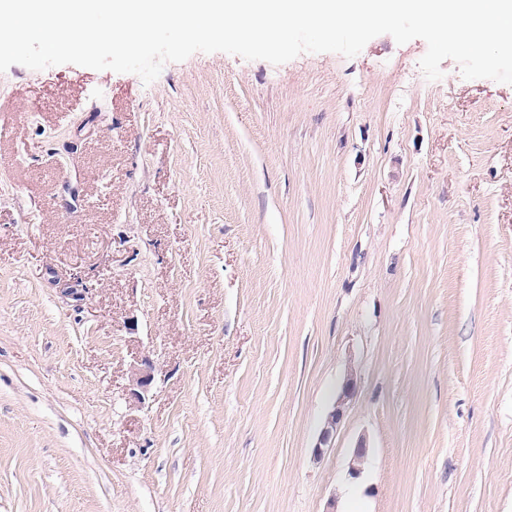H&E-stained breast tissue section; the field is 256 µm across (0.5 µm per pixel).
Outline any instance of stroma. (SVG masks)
<instances>
[{"instance_id":"1","label":"stroma","mask_w":512,"mask_h":512,"mask_svg":"<svg viewBox=\"0 0 512 512\" xmlns=\"http://www.w3.org/2000/svg\"><path fill=\"white\" fill-rule=\"evenodd\" d=\"M426 51L0 73V512H512V85ZM156 365L150 356L135 360L129 368L127 394L135 404H142L155 380ZM356 388L357 379L351 371L347 374L341 390L324 420L320 435L314 446L315 457H321L324 451L330 447L332 438L344 417L346 407L356 393Z\"/></svg>"}]
</instances>
